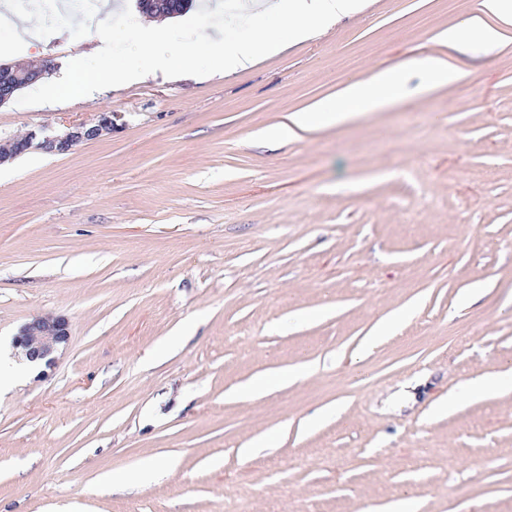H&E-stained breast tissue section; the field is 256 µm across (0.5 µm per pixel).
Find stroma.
<instances>
[{"instance_id": "1", "label": "stroma", "mask_w": 512, "mask_h": 512, "mask_svg": "<svg viewBox=\"0 0 512 512\" xmlns=\"http://www.w3.org/2000/svg\"><path fill=\"white\" fill-rule=\"evenodd\" d=\"M477 2L366 0L230 75L0 106V138L121 124L0 163V341L47 314L70 331L0 400V512H361L405 495L419 512H512V393L436 410L512 363V42L444 39ZM99 47L23 37L0 2L8 60L56 75ZM425 54L462 78L420 94L409 72L388 110L269 139ZM282 369L300 376L239 397ZM150 463L138 487L102 480ZM117 118L118 115L114 112H103L93 123H79L57 133H47L44 129L31 130L24 138H7L1 143L14 147L13 157L26 152L34 145L47 153L63 154L84 141L112 135V131L119 126ZM405 312H398L392 315L390 318H384L378 321L372 330L365 336L362 349L368 351L377 345L379 336L385 335V333L393 330L403 319Z\"/></svg>"}]
</instances>
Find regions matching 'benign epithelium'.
<instances>
[{
	"label": "benign epithelium",
	"mask_w": 512,
	"mask_h": 512,
	"mask_svg": "<svg viewBox=\"0 0 512 512\" xmlns=\"http://www.w3.org/2000/svg\"><path fill=\"white\" fill-rule=\"evenodd\" d=\"M46 73L44 68H20L15 63L0 62V106L12 98L20 80L31 84ZM118 115L103 112L93 123H79L57 133L43 129L32 130L23 138H7L5 143L14 147L17 156L35 146L47 153L63 154L84 141L112 134L117 129ZM69 323L55 315H45L27 323L16 338V344L30 360L43 359L67 343Z\"/></svg>",
	"instance_id": "1"
}]
</instances>
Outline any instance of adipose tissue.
Returning a JSON list of instances; mask_svg holds the SVG:
<instances>
[{
	"instance_id": "ef3b65f1",
	"label": "adipose tissue",
	"mask_w": 512,
	"mask_h": 512,
	"mask_svg": "<svg viewBox=\"0 0 512 512\" xmlns=\"http://www.w3.org/2000/svg\"><path fill=\"white\" fill-rule=\"evenodd\" d=\"M511 30L512 0H480L476 13L449 29L448 40L455 44L496 46ZM409 67L420 73L427 91L453 84L458 78L456 68L447 61L432 55L416 57L408 66L388 67L372 79L350 82L336 95L288 115L286 122L275 130V137L293 139L301 132L392 107L404 90V71Z\"/></svg>"
}]
</instances>
